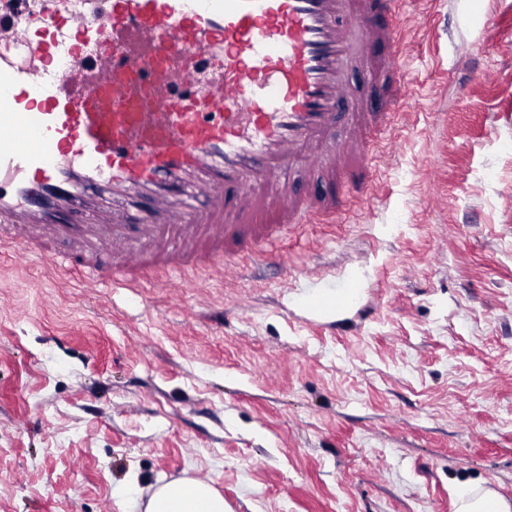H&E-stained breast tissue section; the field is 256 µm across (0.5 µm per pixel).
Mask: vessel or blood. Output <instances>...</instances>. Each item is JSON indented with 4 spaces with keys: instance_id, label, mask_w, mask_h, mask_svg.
Masks as SVG:
<instances>
[{
    "instance_id": "1",
    "label": "vessel or blood",
    "mask_w": 512,
    "mask_h": 512,
    "mask_svg": "<svg viewBox=\"0 0 512 512\" xmlns=\"http://www.w3.org/2000/svg\"><path fill=\"white\" fill-rule=\"evenodd\" d=\"M399 5L0 0V246L104 284L191 261L231 280L235 249L287 266L278 241L378 190L372 147L398 150Z\"/></svg>"
}]
</instances>
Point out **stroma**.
<instances>
[{
  "mask_svg": "<svg viewBox=\"0 0 512 512\" xmlns=\"http://www.w3.org/2000/svg\"><path fill=\"white\" fill-rule=\"evenodd\" d=\"M400 7L401 154L289 235L288 287L262 259L98 288L0 258V512H121L133 476L228 512H455L459 481L512 502V0ZM325 267L346 308L314 300Z\"/></svg>",
  "mask_w": 512,
  "mask_h": 512,
  "instance_id": "obj_1",
  "label": "stroma"
}]
</instances>
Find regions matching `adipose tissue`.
<instances>
[{"label":"adipose tissue","instance_id":"1","mask_svg":"<svg viewBox=\"0 0 512 512\" xmlns=\"http://www.w3.org/2000/svg\"><path fill=\"white\" fill-rule=\"evenodd\" d=\"M124 512L143 508L144 512H225L224 498L210 484L179 480L160 484L147 504H140L137 479L113 491ZM456 512H512V503L497 493L465 483L454 490Z\"/></svg>","mask_w":512,"mask_h":512}]
</instances>
